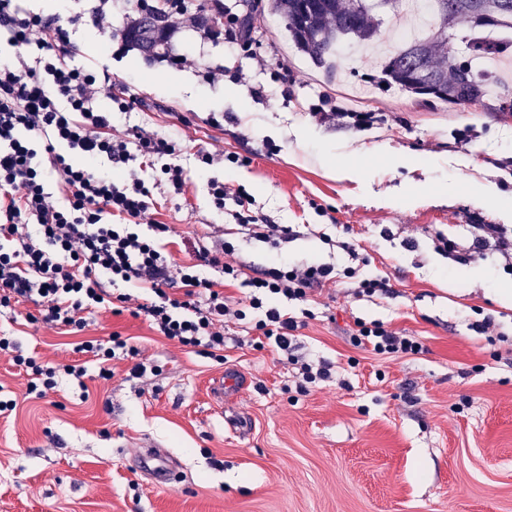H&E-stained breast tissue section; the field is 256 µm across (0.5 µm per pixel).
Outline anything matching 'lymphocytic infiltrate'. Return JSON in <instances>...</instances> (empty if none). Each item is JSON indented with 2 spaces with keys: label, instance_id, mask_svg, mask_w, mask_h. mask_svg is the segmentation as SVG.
<instances>
[{
  "label": "lymphocytic infiltrate",
  "instance_id": "obj_1",
  "mask_svg": "<svg viewBox=\"0 0 512 512\" xmlns=\"http://www.w3.org/2000/svg\"><path fill=\"white\" fill-rule=\"evenodd\" d=\"M0 32L7 35L0 43V307L30 301L37 320L79 330L86 313L128 304L164 338L216 350L223 349L224 321L232 318L273 339L297 365L300 385L329 380V363L313 365L292 353L295 333L311 315L310 291L341 274L356 294L372 296L385 292L387 280L362 276L359 253L344 241L339 247L353 264L340 274L327 263L284 262L247 278L242 266L224 262L233 250L226 241L195 247V262L177 263L173 229L146 217L150 192L140 177L159 168L175 193H183L184 169L171 160L175 145L144 130L131 144L114 137L110 116L94 108L105 89L98 73L67 60V19L23 14L14 0H0ZM132 162L138 173L114 180L112 165ZM50 173L58 181L54 191L46 182ZM210 194L219 210L226 199L235 201L251 238L277 245L295 235L287 224L255 223L244 212L246 198L222 182H212ZM206 267L212 276L203 275ZM129 285L144 290L141 302L132 303ZM228 287L248 294L226 296ZM287 302L301 305L300 316L284 310ZM350 341L378 355L424 350L414 337L380 323H358ZM6 350L26 371L29 393L39 397L55 387L57 374H85L79 364H38L20 354L14 339L0 336V351Z\"/></svg>",
  "mask_w": 512,
  "mask_h": 512
}]
</instances>
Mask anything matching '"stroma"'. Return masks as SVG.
Instances as JSON below:
<instances>
[{"mask_svg":"<svg viewBox=\"0 0 512 512\" xmlns=\"http://www.w3.org/2000/svg\"><path fill=\"white\" fill-rule=\"evenodd\" d=\"M94 5L66 4L78 17L68 58L82 65L92 55L108 69L112 91L95 107L110 113L116 135L142 128L176 142L185 193L144 177L161 222L191 242L227 239L235 250L226 262L251 275L284 256L350 266L311 232L320 224L367 258L363 276L386 278L391 289L358 296L342 277L313 292L297 353L332 363L333 376L303 392L286 355L246 337L236 320L225 323L215 358L127 311H96L71 333L28 321L33 303L0 308V336L24 355L86 369L37 399L11 353L0 352V399L17 403L0 415V512H512V363L471 328L488 316L512 336V308L495 299L512 272L495 253L459 263L434 243L440 232L466 249L476 225L512 229V213L471 202L490 187L512 195V115L435 110L374 89L360 109L378 113V124H325L311 106L344 96L347 81L326 79L289 45L284 26L269 27V0H259L263 32L251 52L229 51L215 30L179 25L170 58L150 63L122 38L136 17L128 0H112L108 36L87 17ZM182 54L189 62L180 67L173 58ZM114 95L132 99L131 110L115 111ZM203 153L244 162L203 168ZM213 177L250 196L257 223L291 225L296 237L275 246L244 234L233 201L214 209ZM360 321L384 322L424 350L387 358L353 346ZM115 333L137 355L112 360L104 380L74 347ZM137 362L162 370L135 377ZM225 374L241 383L213 399L212 383ZM145 438L179 460L173 488L137 470Z\"/></svg>","mask_w":512,"mask_h":512,"instance_id":"1","label":"stroma"}]
</instances>
